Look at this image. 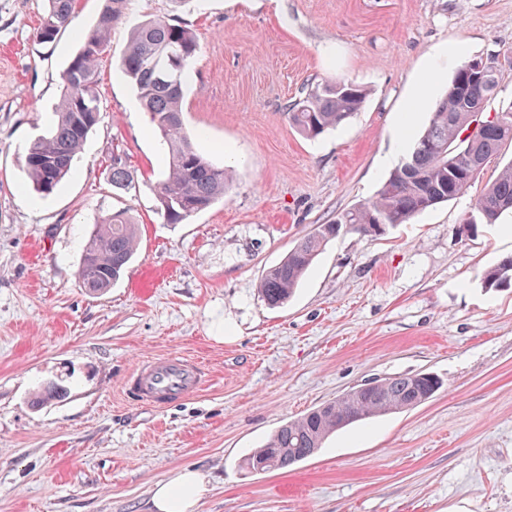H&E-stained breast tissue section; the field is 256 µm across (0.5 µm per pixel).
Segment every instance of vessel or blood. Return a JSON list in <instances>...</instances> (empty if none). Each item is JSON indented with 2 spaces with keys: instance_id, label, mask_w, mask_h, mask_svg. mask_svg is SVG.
Segmentation results:
<instances>
[{
  "instance_id": "obj_1",
  "label": "vessel or blood",
  "mask_w": 512,
  "mask_h": 512,
  "mask_svg": "<svg viewBox=\"0 0 512 512\" xmlns=\"http://www.w3.org/2000/svg\"><path fill=\"white\" fill-rule=\"evenodd\" d=\"M201 386L202 377L188 359L169 355L139 365L125 392L139 402L166 404L189 398Z\"/></svg>"
}]
</instances>
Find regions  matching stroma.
Masks as SVG:
<instances>
[{
    "label": "stroma",
    "instance_id": "obj_1",
    "mask_svg": "<svg viewBox=\"0 0 512 512\" xmlns=\"http://www.w3.org/2000/svg\"><path fill=\"white\" fill-rule=\"evenodd\" d=\"M103 0H77L56 42L48 0H0V512H151L177 470L205 478L197 512H512V287L482 272L512 254V211L468 235L462 220L512 161L492 158L457 198L331 239L284 305L262 276L305 234L372 199L429 124L461 61L504 79L512 104V0H130L100 69V116L72 174L34 194L25 155L48 134L61 75ZM193 30L185 131L233 171L223 199L165 223L155 188L168 155L117 61L156 17ZM433 95L414 99L423 78ZM345 80L368 96L309 139L288 122L308 84ZM134 176L113 189V157ZM128 210L140 246L106 293L77 278L101 215ZM178 353L203 389L165 409L124 384ZM429 372L425 403L330 435L282 471L242 466L288 421L368 380ZM67 397L40 406L41 383ZM62 380L48 381L38 388L31 399L32 405L39 406L50 400L65 398L68 395V388Z\"/></svg>",
    "mask_w": 512,
    "mask_h": 512
}]
</instances>
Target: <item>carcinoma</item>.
<instances>
[{
	"label": "carcinoma",
	"instance_id": "obj_1",
	"mask_svg": "<svg viewBox=\"0 0 512 512\" xmlns=\"http://www.w3.org/2000/svg\"><path fill=\"white\" fill-rule=\"evenodd\" d=\"M75 0H48L49 8L39 29L44 43H53L70 23ZM128 0H104L96 26L63 71L64 88L57 121L50 133L35 140L26 155V167L40 194L51 192L72 172L82 145L100 114L99 67L109 48V35L127 9ZM199 52L197 36L169 18H156L136 27L119 65L156 124L167 149L168 168L157 184L158 210L167 224H182L224 196L229 176L224 168L202 155L185 132L184 87ZM178 67L167 73L152 65L168 54ZM504 74L485 62L480 80L471 81L457 69L448 83L422 136L406 160L386 179L376 196L340 214L332 224H321L297 242L287 256L266 272L261 281L264 300L278 307L300 286L306 272L326 243L341 231L364 235L380 233L379 223L403 224L413 215L462 194L472 180L469 173L484 167L502 147L512 145V106L485 120L484 129L469 138L465 133L491 99ZM366 91L348 81L317 84L288 108L293 128L316 138L338 127L361 110ZM112 187L127 190L133 177L120 157L112 160ZM512 209V164L504 167L474 204L471 233L493 224ZM137 249L136 222L127 211L102 215L81 258L82 288L99 295L112 287ZM490 288L512 283V255L483 272ZM430 373L375 380L350 390L334 402L282 425L268 442L244 459L253 473L285 470L314 455L334 432L356 422L417 407L439 390ZM68 388L48 381L31 399L34 406L62 399Z\"/></svg>",
	"mask_w": 512,
	"mask_h": 512
}]
</instances>
